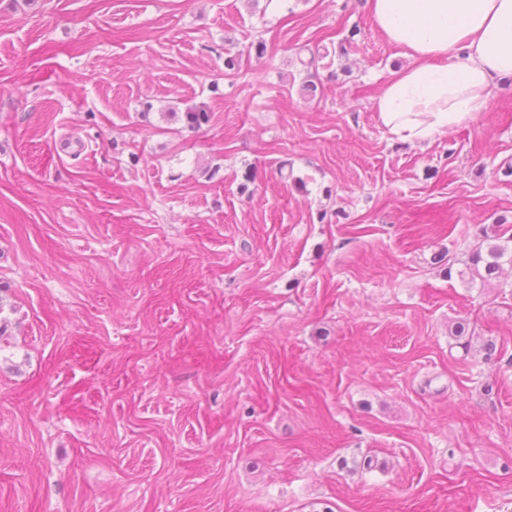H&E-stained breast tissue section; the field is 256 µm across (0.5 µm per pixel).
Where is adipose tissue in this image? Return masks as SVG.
<instances>
[{"label": "adipose tissue", "instance_id": "adipose-tissue-1", "mask_svg": "<svg viewBox=\"0 0 512 512\" xmlns=\"http://www.w3.org/2000/svg\"><path fill=\"white\" fill-rule=\"evenodd\" d=\"M374 27L407 58L376 101L402 141H433L512 85V0H367Z\"/></svg>", "mask_w": 512, "mask_h": 512}]
</instances>
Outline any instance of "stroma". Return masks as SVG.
<instances>
[{"label": "stroma", "instance_id": "stroma-1", "mask_svg": "<svg viewBox=\"0 0 512 512\" xmlns=\"http://www.w3.org/2000/svg\"><path fill=\"white\" fill-rule=\"evenodd\" d=\"M365 2L0 0V512H512V87L398 140ZM504 264L512 265V225L502 222L483 230L481 242L470 255L468 271L461 270L459 276L464 279L469 274L472 281L478 277L486 284L497 278Z\"/></svg>", "mask_w": 512, "mask_h": 512}]
</instances>
